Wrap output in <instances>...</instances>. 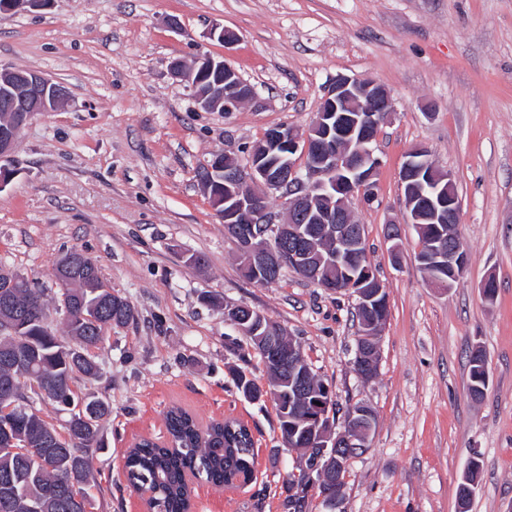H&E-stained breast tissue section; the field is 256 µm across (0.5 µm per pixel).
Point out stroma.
<instances>
[{
  "label": "stroma",
  "instance_id": "35a3bbf8",
  "mask_svg": "<svg viewBox=\"0 0 512 512\" xmlns=\"http://www.w3.org/2000/svg\"><path fill=\"white\" fill-rule=\"evenodd\" d=\"M218 25L237 41L213 37ZM204 52L237 71L251 101L232 112L198 107L168 65ZM1 66L42 72L68 97L34 114L14 146L15 175L0 192V265L53 303V265L79 250L135 309L97 350L100 378L76 387L112 409L92 451L93 512H142L125 456L137 439L164 436L175 405L205 424L239 420L255 439L254 482L200 484L195 512H283L294 454L280 445L274 404L246 401L233 384L234 367L260 383L266 375L225 322L226 302L277 322L340 409H373L344 512H458L474 457L481 476L468 512H512V0H50L0 11ZM341 75L374 80L394 105L375 143L378 199L351 204L389 304L368 382L351 365L354 297L290 269L271 284L244 279L197 176L217 154L245 164L271 127H308ZM417 146L451 174L461 201L468 266L449 288L421 269L417 229L404 221L400 169ZM199 253L206 266L186 263ZM490 276L489 302L481 284ZM477 348L489 372L478 400L468 390Z\"/></svg>",
  "mask_w": 512,
  "mask_h": 512
}]
</instances>
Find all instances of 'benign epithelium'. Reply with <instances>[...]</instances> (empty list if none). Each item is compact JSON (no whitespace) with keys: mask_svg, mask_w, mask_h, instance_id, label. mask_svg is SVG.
I'll list each match as a JSON object with an SVG mask.
<instances>
[{"mask_svg":"<svg viewBox=\"0 0 512 512\" xmlns=\"http://www.w3.org/2000/svg\"><path fill=\"white\" fill-rule=\"evenodd\" d=\"M218 69L224 73V88L197 95L199 108L231 112L253 96L250 85L222 60L201 55L188 65L181 59L170 63L171 75L195 87L203 73ZM67 98V90L42 73L25 68L0 69V108L6 118L0 121V189L15 174L10 167L14 143L22 128L36 112H53ZM392 112L386 90L371 79L346 76L336 78L322 98L311 124L300 129L277 126L263 137L241 166L222 155L206 166L202 184L210 188L215 176L224 175V223L233 224V239L240 256L246 258L253 274L260 275L283 263L288 252V267L298 270L321 285L320 267L311 261L332 264L340 271L352 268L359 251L366 247L363 229L353 220L350 203L356 199L368 204L377 198L376 176L379 159L373 142L381 118ZM407 224H444L447 229L423 240L417 261L432 283L448 287L459 280L467 266L466 256L451 246L459 236L461 204L451 174L435 169L429 151L423 147L410 151L401 167ZM280 193L288 222L278 224L270 211V192ZM80 257L69 252L58 262L53 277L62 288L64 318L74 308L69 289L75 281ZM24 280L9 268L0 266V310L9 316L10 336L0 343V366L21 374L28 366L29 354L16 331L22 317L13 309L14 288ZM379 282L370 269L361 278L349 276L342 290L356 299V307L369 312L380 308L383 288H366ZM225 321L235 330L257 337L265 354L278 360L277 345L282 333L264 322V315L242 304L224 306ZM385 321L372 323L357 337L353 367L365 381L374 379L379 362V335ZM331 395L320 398L316 415H308L310 449L283 478L288 494L303 492L320 499L325 512H343L346 474L352 457L369 448L375 427L370 406L359 403L345 414L336 428L329 411Z\"/></svg>","mask_w":512,"mask_h":512,"instance_id":"benign-epithelium-1","label":"benign epithelium"}]
</instances>
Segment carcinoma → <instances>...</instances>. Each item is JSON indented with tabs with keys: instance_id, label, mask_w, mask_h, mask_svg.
I'll use <instances>...</instances> for the list:
<instances>
[{
	"instance_id": "cac0c4a2",
	"label": "carcinoma",
	"mask_w": 512,
	"mask_h": 512,
	"mask_svg": "<svg viewBox=\"0 0 512 512\" xmlns=\"http://www.w3.org/2000/svg\"><path fill=\"white\" fill-rule=\"evenodd\" d=\"M19 310L42 291L25 280L17 289ZM107 292L99 285L84 283L77 289L84 318L65 323L64 335L48 330V304L38 309L41 320L28 322L19 331L32 345V374L18 381L20 399L36 396L57 405L68 414V435L58 437L55 449L36 458H26L0 447V512H72L68 492H76L93 503L89 493L94 482L89 453L101 445L100 423L111 414L101 400L77 395L80 378L100 372L92 346L99 348L107 338L104 323L112 319L123 326L135 317L133 306L120 296L106 303ZM10 427L13 437L38 447L46 427L40 415L4 412L0 425ZM166 436L158 442L141 440L130 449L124 463L128 479L147 496V505L157 512H189V487L198 479L216 487L233 488L253 476L255 441L250 429L236 419L212 421L202 428L187 411L171 408L165 417Z\"/></svg>"
}]
</instances>
